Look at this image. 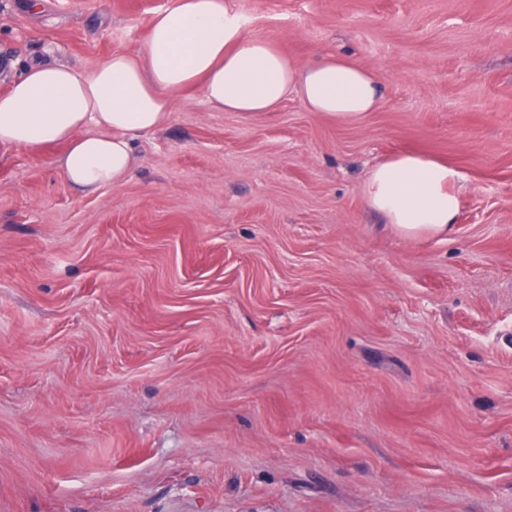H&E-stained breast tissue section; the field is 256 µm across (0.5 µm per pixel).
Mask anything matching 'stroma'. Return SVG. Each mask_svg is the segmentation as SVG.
<instances>
[{
	"instance_id": "35a3bbf8",
	"label": "stroma",
	"mask_w": 512,
	"mask_h": 512,
	"mask_svg": "<svg viewBox=\"0 0 512 512\" xmlns=\"http://www.w3.org/2000/svg\"><path fill=\"white\" fill-rule=\"evenodd\" d=\"M0 0V92L140 50L175 0ZM373 69L359 123L200 93L79 192L0 147V512H512V0H234ZM461 174L445 238L370 209ZM459 171L431 157L403 152L369 173L365 199L406 237H445L460 209Z\"/></svg>"
}]
</instances>
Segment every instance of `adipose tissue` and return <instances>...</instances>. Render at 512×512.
I'll return each mask as SVG.
<instances>
[{
	"label": "adipose tissue",
	"mask_w": 512,
	"mask_h": 512,
	"mask_svg": "<svg viewBox=\"0 0 512 512\" xmlns=\"http://www.w3.org/2000/svg\"><path fill=\"white\" fill-rule=\"evenodd\" d=\"M201 90L222 112H270L288 96L342 122L376 111L375 73L339 53L301 64L269 39L247 35L232 0H175L154 14L142 49L118 50L77 70L33 62L0 94V146L31 151L60 143L57 159L74 187L121 184L138 162L136 136L164 127L176 102ZM459 171L403 152L371 170L369 206L406 237H444L460 209Z\"/></svg>",
	"instance_id": "1"
}]
</instances>
